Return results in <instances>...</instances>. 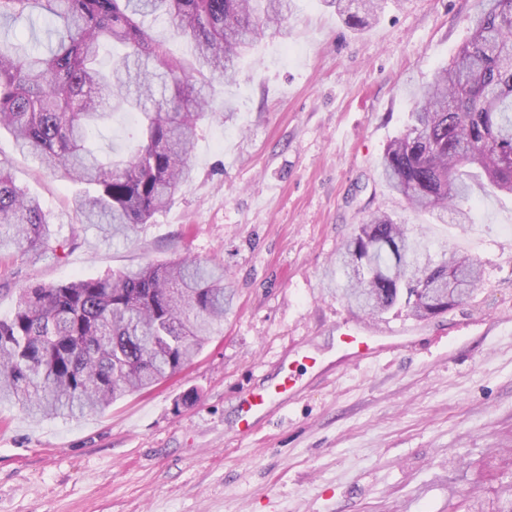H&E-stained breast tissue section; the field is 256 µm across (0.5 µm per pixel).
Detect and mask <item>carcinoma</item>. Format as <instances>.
Wrapping results in <instances>:
<instances>
[{
	"instance_id": "1",
	"label": "carcinoma",
	"mask_w": 512,
	"mask_h": 512,
	"mask_svg": "<svg viewBox=\"0 0 512 512\" xmlns=\"http://www.w3.org/2000/svg\"><path fill=\"white\" fill-rule=\"evenodd\" d=\"M342 20L369 26L382 0H324ZM290 0H0V25L22 18L35 28L46 13L47 42L0 32V129L50 173L80 186L83 222L127 240L164 209L192 175L200 120L215 116L194 86L233 80L246 52L267 30L282 29ZM163 17L170 35L193 47L169 54L150 33ZM472 34L432 81L412 92L405 130L385 147L381 175L417 211H448L470 199V170L480 187L512 194V0H480ZM124 49L106 71L102 45ZM140 120L128 157L104 158L92 129L118 110ZM40 201L17 186L0 161V250L49 245ZM425 235L387 214L359 225L339 258L347 271L340 297L375 318L405 308L416 320L448 311L477 288L469 255L442 245L440 260L411 263ZM231 296L224 267L189 256L116 270L66 285L18 289L14 314L0 319V401L28 417L102 412L150 389L187 365L224 325ZM475 496L467 512H512Z\"/></svg>"
}]
</instances>
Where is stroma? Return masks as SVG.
<instances>
[{"label": "stroma", "mask_w": 512, "mask_h": 512, "mask_svg": "<svg viewBox=\"0 0 512 512\" xmlns=\"http://www.w3.org/2000/svg\"><path fill=\"white\" fill-rule=\"evenodd\" d=\"M476 0H385L347 27L324 0H293L287 37L266 35L231 84L214 82L193 177L127 241L80 223L76 187L0 135L18 185L42 203L62 251L0 252V317L18 290L185 256L224 265L222 334L151 390L101 414L36 421L0 404V512H464L512 481V195L474 189L470 219L419 212L379 168L410 90L468 38ZM450 241L483 280L448 312L393 310L408 348L355 363L336 342L353 314L337 255L372 213ZM311 356L294 364L297 349ZM293 366L297 393L239 437V395Z\"/></svg>", "instance_id": "stroma-1"}]
</instances>
